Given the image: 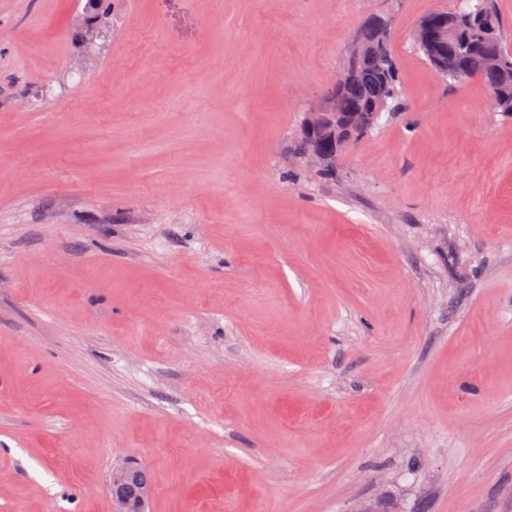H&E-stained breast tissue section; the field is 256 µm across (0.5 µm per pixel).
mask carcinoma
Returning <instances> with one entry per match:
<instances>
[{
  "mask_svg": "<svg viewBox=\"0 0 512 512\" xmlns=\"http://www.w3.org/2000/svg\"><path fill=\"white\" fill-rule=\"evenodd\" d=\"M454 13L455 39L468 44V48L461 54L448 52V72L443 77L454 83L479 80L488 92L492 111L512 116V53L492 61L477 47L487 23L495 35L502 36L497 0H463ZM383 23L385 20L376 18L364 26L345 61V66L355 69L356 79L341 90L333 89L345 112H366L375 105L386 112L398 109L390 35L378 34Z\"/></svg>",
  "mask_w": 512,
  "mask_h": 512,
  "instance_id": "obj_1",
  "label": "carcinoma"
}]
</instances>
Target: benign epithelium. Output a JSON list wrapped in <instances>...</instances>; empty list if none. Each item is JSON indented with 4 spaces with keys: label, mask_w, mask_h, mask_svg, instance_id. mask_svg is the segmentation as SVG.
Wrapping results in <instances>:
<instances>
[{
    "label": "benign epithelium",
    "mask_w": 512,
    "mask_h": 512,
    "mask_svg": "<svg viewBox=\"0 0 512 512\" xmlns=\"http://www.w3.org/2000/svg\"><path fill=\"white\" fill-rule=\"evenodd\" d=\"M84 28L86 42L92 44L103 36L107 28L106 17L98 13H88ZM420 38L432 56L438 62H444L446 52L443 45L448 43V19H442L437 29L429 22L423 23ZM380 117L381 112L376 110L341 112L329 102L310 113L302 133L311 143V149L316 155L334 161L340 150L357 141L378 123ZM111 495L112 512H147L145 499L140 493V470L135 463L123 461L112 467Z\"/></svg>",
    "instance_id": "benign-epithelium-1"
}]
</instances>
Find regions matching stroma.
<instances>
[{"mask_svg":"<svg viewBox=\"0 0 512 512\" xmlns=\"http://www.w3.org/2000/svg\"><path fill=\"white\" fill-rule=\"evenodd\" d=\"M0 0V512H512V117L452 0ZM401 108L297 134L361 26ZM497 2V0H464L458 10H444L456 13L452 24L456 29L454 39L465 42L469 46L461 54L451 52L448 45V18L441 20L437 31L430 22L423 23L420 28L421 41L431 53L415 43L416 29L432 11L417 23L413 42L427 63L438 74L454 83L470 79L479 80L488 92L492 111L512 116V52L510 54L509 50L504 47L506 55L501 56L497 61H491L483 50L476 46L485 33L486 23L491 24L495 36H499L502 40L501 43L506 46ZM443 44L448 45V73L441 74L438 66L432 60L431 54L444 65L446 52ZM454 72L457 74L455 75ZM131 461H123L112 466L111 495L113 512H147L140 486L147 488L145 471Z\"/></svg>","mask_w":512,"mask_h":512,"instance_id":"stroma-1","label":"stroma"}]
</instances>
